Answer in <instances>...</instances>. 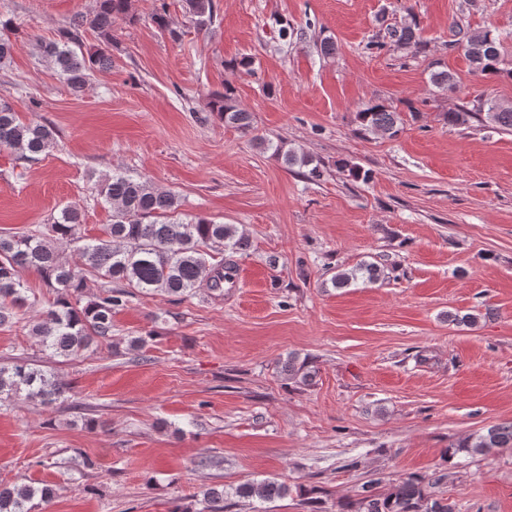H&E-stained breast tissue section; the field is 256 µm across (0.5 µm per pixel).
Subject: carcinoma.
Segmentation results:
<instances>
[{"mask_svg": "<svg viewBox=\"0 0 512 512\" xmlns=\"http://www.w3.org/2000/svg\"><path fill=\"white\" fill-rule=\"evenodd\" d=\"M188 20L197 31L215 22L214 0H182ZM129 0H95L90 25L103 41L112 44V19L125 15ZM155 27L176 40L179 33L172 28L166 3L152 14ZM84 18L75 16L51 42H37L35 49L42 59L59 73L76 96L91 86L93 73L112 68V55L104 49L84 51ZM386 37L398 49L416 54L425 49L416 25L404 24L387 29ZM457 46L475 72L491 75L499 72L501 40L491 31L472 33L455 24ZM431 83L444 90L455 88L454 75L443 66L430 74ZM208 111L226 125L247 134L254 130L251 113L237 100L234 88L224 85V92L214 93L207 103ZM475 114L486 112L496 126L512 131V107L498 103L478 102ZM358 131L363 134L382 132L391 137L403 130L401 111L390 103L371 102L356 112ZM271 157L286 169H308L313 178L321 176L320 164L312 157L284 149L283 143L272 144L254 136ZM56 143V129L47 124L23 123L12 107L0 102V148H8L30 158L49 151ZM99 195L112 209V222L105 236L86 238L79 234L81 213L74 205L63 207L42 228L20 235L0 236V326L14 319L15 310L33 306L28 288L20 277L23 269L34 270L56 298L28 321V333L36 339L49 360H70L98 349L112 339V316L127 306L128 296L137 290L146 294L187 295L205 285L212 291H223L232 280L224 273L234 264L216 259L225 251L237 253L248 247V240L233 224H218L205 216L190 222L181 219L182 201L171 191L156 188L150 181L134 178L115 169L105 176ZM73 248L80 263L61 260L58 246ZM382 271L372 263H362L350 272H340L332 279L335 288L362 279L372 283ZM120 287L114 288L112 284ZM312 371L307 362L288 359V375L307 382ZM65 395V387L56 374L41 365L19 361L0 366V401L19 396L51 405ZM512 447V423L491 426L486 433L469 436L447 448L444 455H486L499 448ZM447 479L441 471L431 476H409L397 484L378 491L381 481L372 479L361 486L357 498L338 504L337 512H454L452 504L433 497L428 488ZM289 488L270 480H252L239 485V497L269 501L281 498ZM55 496L49 484L26 483L0 485V512H35L48 505ZM204 512H225L224 490L209 488L203 493Z\"/></svg>", "mask_w": 512, "mask_h": 512, "instance_id": "cac0c4a2", "label": "carcinoma"}]
</instances>
